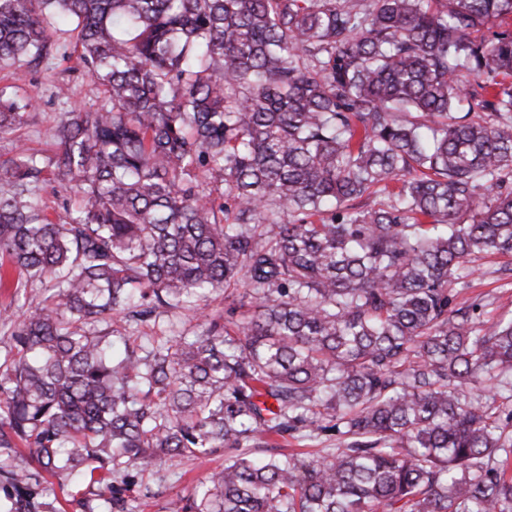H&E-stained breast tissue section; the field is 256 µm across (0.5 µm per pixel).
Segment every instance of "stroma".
<instances>
[{
  "mask_svg": "<svg viewBox=\"0 0 512 512\" xmlns=\"http://www.w3.org/2000/svg\"><path fill=\"white\" fill-rule=\"evenodd\" d=\"M22 79L0 73V88L17 85L21 95L30 97L33 106L27 123L17 137L0 138V157L13 155L16 145H23L28 152L37 157L53 156L55 148L50 138L52 127L62 114L73 108L95 109L104 102V91L88 76L87 71L76 53L68 56H55L48 64L37 69H23ZM67 84L70 89L69 100L57 99L54 87ZM502 258H481L474 262V271L466 277L459 297L463 300H481L483 317L493 321L500 316L512 315V286L503 285L496 275L497 269L505 266ZM201 322L199 313L189 307L168 310L161 314L157 323L136 324L119 320L113 323H98V330H116L121 336H167L170 333L192 334ZM10 459L19 470L37 475L44 486L49 487L48 500L54 512H73L69 500L74 494L89 496L88 488L59 487L56 479L42 471L30 452L22 447L11 452L0 450V460ZM224 465L223 454L207 458H172L157 465L147 474L136 492L137 512H173L179 497L189 495L199 480Z\"/></svg>",
  "mask_w": 512,
  "mask_h": 512,
  "instance_id": "35a3bbf8",
  "label": "stroma"
}]
</instances>
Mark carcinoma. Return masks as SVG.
<instances>
[{
    "label": "carcinoma",
    "mask_w": 512,
    "mask_h": 512,
    "mask_svg": "<svg viewBox=\"0 0 512 512\" xmlns=\"http://www.w3.org/2000/svg\"><path fill=\"white\" fill-rule=\"evenodd\" d=\"M62 26L105 102L0 160V254L54 281L0 311V447L99 512L221 450L177 512H512V317L455 289L512 257V0H0V69ZM29 107L0 91L1 138ZM220 292L193 336L116 356L92 330ZM295 434L336 447L254 457ZM0 486L46 507L25 471ZM50 179L40 184L38 198L40 203L47 208L51 217L55 219H65L67 216V207L71 209L73 201H66V196L62 191L57 179L48 176ZM67 202V203H66Z\"/></svg>",
    "instance_id": "obj_1"
}]
</instances>
